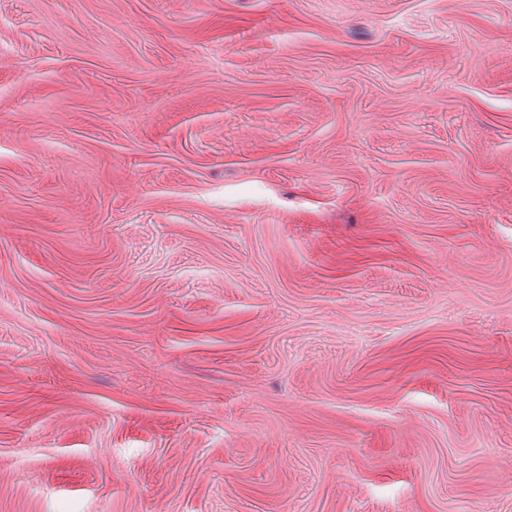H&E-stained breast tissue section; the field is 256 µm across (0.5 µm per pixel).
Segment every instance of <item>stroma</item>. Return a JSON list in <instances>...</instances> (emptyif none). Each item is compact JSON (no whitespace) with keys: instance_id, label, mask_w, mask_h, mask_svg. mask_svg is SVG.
<instances>
[{"instance_id":"35a3bbf8","label":"stroma","mask_w":512,"mask_h":512,"mask_svg":"<svg viewBox=\"0 0 512 512\" xmlns=\"http://www.w3.org/2000/svg\"><path fill=\"white\" fill-rule=\"evenodd\" d=\"M0 512H512V0H0Z\"/></svg>"}]
</instances>
